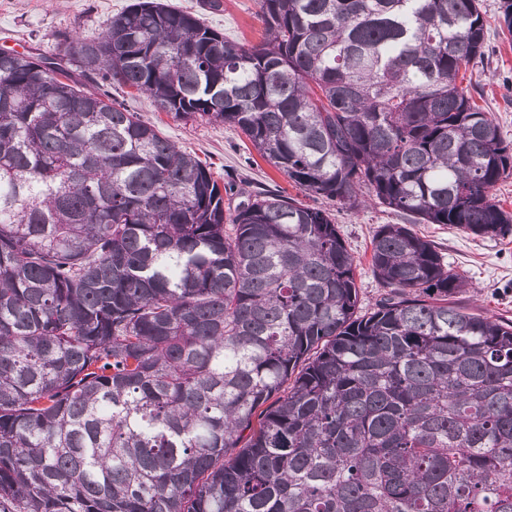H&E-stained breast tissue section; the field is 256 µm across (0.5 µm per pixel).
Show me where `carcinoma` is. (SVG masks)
<instances>
[{"instance_id":"1","label":"carcinoma","mask_w":512,"mask_h":512,"mask_svg":"<svg viewBox=\"0 0 512 512\" xmlns=\"http://www.w3.org/2000/svg\"><path fill=\"white\" fill-rule=\"evenodd\" d=\"M258 7L257 44L139 0L0 50V512H512V321L405 224L360 306L330 212L220 187L103 90L347 210L507 238L512 144L458 85L480 0Z\"/></svg>"}]
</instances>
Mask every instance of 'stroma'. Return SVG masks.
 Wrapping results in <instances>:
<instances>
[{"mask_svg":"<svg viewBox=\"0 0 512 512\" xmlns=\"http://www.w3.org/2000/svg\"><path fill=\"white\" fill-rule=\"evenodd\" d=\"M134 0H0V49L52 55L60 34L94 36L113 15ZM167 4L193 13L229 39L253 44L260 40L262 24L256 0H223L222 11L205 10L203 0H166ZM486 43L472 75L464 84L473 101L493 112L502 133L512 141V36L497 21L499 0H482ZM131 112L154 123L183 150L198 156L219 183L233 182L249 189L279 190L296 194L281 172L258 155L249 154L241 134L221 123L183 122L158 111L143 94H118ZM309 206L328 210L358 264L363 303L380 293L370 269V238L383 224H407L409 215L368 204L356 212L339 209L322 197L308 198ZM416 232L431 241L448 264L464 273L472 287L456 295L465 309L478 308L495 318L512 320V237L493 239L468 236L446 224H419Z\"/></svg>","mask_w":512,"mask_h":512,"instance_id":"35a3bbf8","label":"stroma"}]
</instances>
